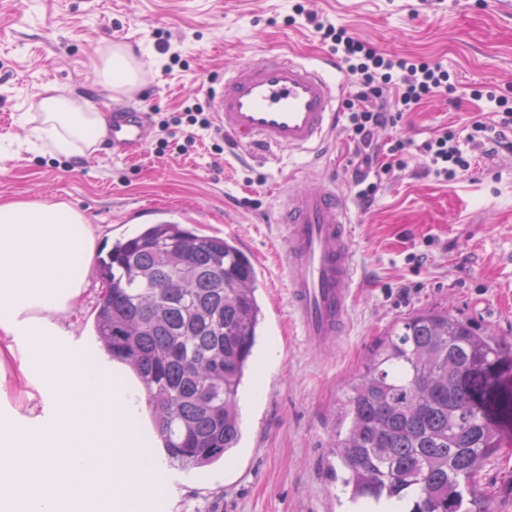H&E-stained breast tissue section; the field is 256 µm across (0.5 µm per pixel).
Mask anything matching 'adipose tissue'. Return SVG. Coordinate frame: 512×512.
Segmentation results:
<instances>
[{
	"label": "adipose tissue",
	"instance_id": "ef3b65f1",
	"mask_svg": "<svg viewBox=\"0 0 512 512\" xmlns=\"http://www.w3.org/2000/svg\"><path fill=\"white\" fill-rule=\"evenodd\" d=\"M24 140L0 156L46 150L71 157L103 139L111 119L84 97L47 96L25 113ZM96 238L64 202H0V512H152L153 464L141 450L134 390L115 383L59 324L88 287Z\"/></svg>",
	"mask_w": 512,
	"mask_h": 512
}]
</instances>
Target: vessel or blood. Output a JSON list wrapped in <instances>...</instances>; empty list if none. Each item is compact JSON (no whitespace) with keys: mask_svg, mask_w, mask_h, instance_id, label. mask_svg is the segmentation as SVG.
<instances>
[{"mask_svg":"<svg viewBox=\"0 0 512 512\" xmlns=\"http://www.w3.org/2000/svg\"><path fill=\"white\" fill-rule=\"evenodd\" d=\"M335 59L302 61L280 52L209 79L216 127L258 155L313 148L336 128L340 88L332 79ZM148 115H112V150L132 155L148 143ZM344 197L329 179L291 193L281 210L284 228L279 264L288 272L290 318L313 350L344 336L355 273L354 245Z\"/></svg>","mask_w":512,"mask_h":512,"instance_id":"vessel-or-blood-1","label":"vessel or blood"}]
</instances>
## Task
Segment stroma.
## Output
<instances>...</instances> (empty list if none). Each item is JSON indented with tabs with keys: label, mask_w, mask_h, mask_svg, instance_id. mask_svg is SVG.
<instances>
[{
	"label": "stroma",
	"mask_w": 512,
	"mask_h": 512,
	"mask_svg": "<svg viewBox=\"0 0 512 512\" xmlns=\"http://www.w3.org/2000/svg\"><path fill=\"white\" fill-rule=\"evenodd\" d=\"M300 8L380 53L447 69L454 93L404 113L396 128L378 131L379 143L466 129L496 109L483 90L512 92V0H0V137L25 138L20 115L51 93L80 94L99 107L122 101L95 76L116 47L145 71L137 102L154 126L184 101L209 105L208 75L261 62L270 51L309 62L329 56ZM163 38L179 62L161 53ZM217 139L205 132L189 153L162 156L151 145L116 156L104 140L86 156L23 150L0 157V199L66 202L92 224L101 253L146 223L190 224L235 239L260 275L265 323L240 397L242 441L223 464L170 468L154 512H348L332 474V443L351 380L396 323L445 311L512 354V154L480 158L452 182L422 176L424 159L413 154L406 169L383 176L365 208L346 125L320 162L305 153L248 158L230 141L218 154ZM324 174L347 197L359 271L347 332L319 354L288 314L275 212L281 193ZM476 480L494 512H512V446Z\"/></svg>",
	"instance_id": "35a3bbf8"
}]
</instances>
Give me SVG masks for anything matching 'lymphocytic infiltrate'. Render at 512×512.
Returning <instances> with one entry per match:
<instances>
[{
	"instance_id": "f902f5d3",
	"label": "lymphocytic infiltrate",
	"mask_w": 512,
	"mask_h": 512,
	"mask_svg": "<svg viewBox=\"0 0 512 512\" xmlns=\"http://www.w3.org/2000/svg\"><path fill=\"white\" fill-rule=\"evenodd\" d=\"M307 22L355 79L356 91L345 108L355 152L366 166L383 174L405 168L407 156L416 149L426 160L425 176L447 182L469 171L478 155L512 153V98L492 90L487 96L494 99L497 112L491 120L474 121L467 134L448 127L418 145L398 138L388 147H379L375 142L378 129L397 126L404 112L423 100L452 92L447 70L429 60L383 55L317 16H308ZM212 128L211 113L199 105L185 107L161 120L158 148L189 152L196 144L197 132Z\"/></svg>"
}]
</instances>
